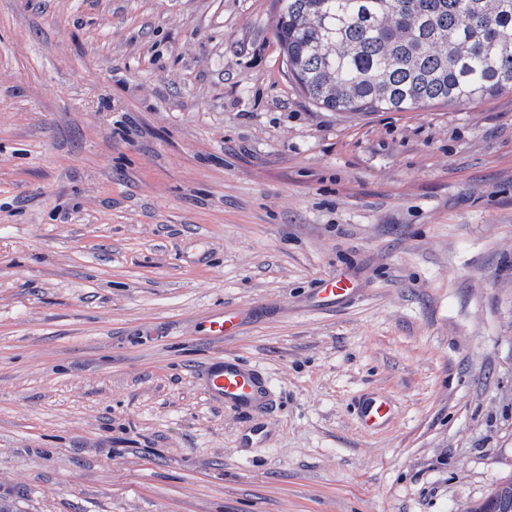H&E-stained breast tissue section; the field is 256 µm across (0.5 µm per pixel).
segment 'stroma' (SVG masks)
Returning a JSON list of instances; mask_svg holds the SVG:
<instances>
[{
	"label": "stroma",
	"mask_w": 512,
	"mask_h": 512,
	"mask_svg": "<svg viewBox=\"0 0 512 512\" xmlns=\"http://www.w3.org/2000/svg\"><path fill=\"white\" fill-rule=\"evenodd\" d=\"M275 0H0V499L469 512L512 479V93L342 115ZM348 272L350 300L313 308ZM227 308L236 336L206 335ZM267 378L248 418L200 367ZM395 405L360 429L356 399ZM247 320V313L242 311H220L212 314L206 322L210 336H236Z\"/></svg>",
	"instance_id": "35a3bbf8"
}]
</instances>
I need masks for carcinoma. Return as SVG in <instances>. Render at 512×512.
Here are the masks:
<instances>
[{
	"label": "carcinoma",
	"mask_w": 512,
	"mask_h": 512,
	"mask_svg": "<svg viewBox=\"0 0 512 512\" xmlns=\"http://www.w3.org/2000/svg\"><path fill=\"white\" fill-rule=\"evenodd\" d=\"M288 73L342 113L408 112L512 91V0H277ZM487 499L512 509V480Z\"/></svg>",
	"instance_id": "obj_1"
}]
</instances>
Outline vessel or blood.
Masks as SVG:
<instances>
[{"instance_id": "obj_1", "label": "vessel or blood", "mask_w": 512, "mask_h": 512, "mask_svg": "<svg viewBox=\"0 0 512 512\" xmlns=\"http://www.w3.org/2000/svg\"><path fill=\"white\" fill-rule=\"evenodd\" d=\"M355 290L348 278L332 276L319 282L314 291L318 306H332L350 298ZM247 315L242 311H221L212 314L206 330L209 335L227 337L238 335ZM207 397L215 404L251 415L265 411V381L261 371L240 358L224 356L205 364L197 375ZM393 415L391 402L385 396L374 394L359 403V422L368 430L382 428Z\"/></svg>"}]
</instances>
